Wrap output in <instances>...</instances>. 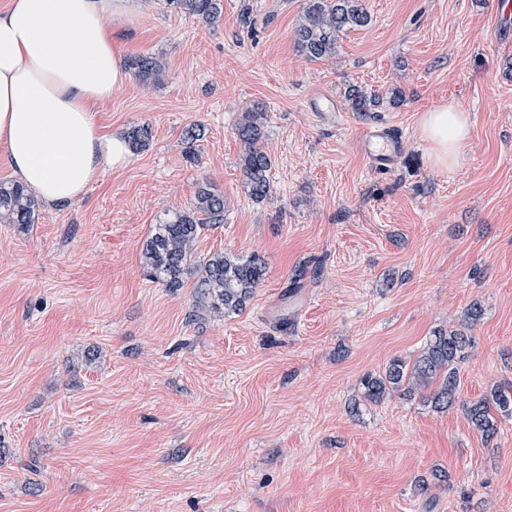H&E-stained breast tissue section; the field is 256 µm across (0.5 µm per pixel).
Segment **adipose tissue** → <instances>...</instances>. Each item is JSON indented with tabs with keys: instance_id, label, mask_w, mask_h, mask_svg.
I'll list each match as a JSON object with an SVG mask.
<instances>
[{
	"instance_id": "ef3b65f1",
	"label": "adipose tissue",
	"mask_w": 512,
	"mask_h": 512,
	"mask_svg": "<svg viewBox=\"0 0 512 512\" xmlns=\"http://www.w3.org/2000/svg\"><path fill=\"white\" fill-rule=\"evenodd\" d=\"M136 11L135 0H11L0 11V165L49 205L71 206L102 168L133 161L95 108L128 79L117 32ZM420 130L434 164L454 168L467 112L431 108Z\"/></svg>"
}]
</instances>
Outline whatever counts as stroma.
<instances>
[{"mask_svg": "<svg viewBox=\"0 0 512 512\" xmlns=\"http://www.w3.org/2000/svg\"><path fill=\"white\" fill-rule=\"evenodd\" d=\"M500 0H362L367 27L312 61L305 0H224L207 26L161 0L121 34L158 81L129 77L96 109L121 135L149 127L123 170L68 208L0 223V512H512V416L485 438L466 405L512 392V32ZM356 86L379 96L353 112ZM338 109L311 111L316 97ZM267 108L271 194L255 201L235 126ZM469 115L462 160L434 165L423 111ZM199 124L194 158L182 132ZM402 137L380 171L360 140ZM224 196L198 257H258L238 313L197 305L142 264L152 227L198 182ZM480 306L470 321L471 306ZM465 330L457 404L372 403L367 376Z\"/></svg>", "mask_w": 512, "mask_h": 512, "instance_id": "stroma-1", "label": "stroma"}]
</instances>
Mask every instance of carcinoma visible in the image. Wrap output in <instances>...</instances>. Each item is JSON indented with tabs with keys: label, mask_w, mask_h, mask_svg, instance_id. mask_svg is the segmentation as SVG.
<instances>
[{
	"label": "carcinoma",
	"mask_w": 512,
	"mask_h": 512,
	"mask_svg": "<svg viewBox=\"0 0 512 512\" xmlns=\"http://www.w3.org/2000/svg\"><path fill=\"white\" fill-rule=\"evenodd\" d=\"M171 11L199 23L213 25L224 12V0H164ZM371 18L362 0H307V6L295 29L297 49L311 60H323L336 51V42L343 32L364 28ZM135 75L143 80L159 77L161 64L152 55H140L130 62ZM353 111L362 115L377 106L378 100L363 91H348ZM266 108L255 103L242 112L236 133L243 143L242 173L249 193L256 201L270 195L271 158L265 148ZM36 202L21 185L0 182V223L28 225L35 223ZM224 223V195L202 182L196 186L192 207L165 213L154 225L142 249L147 276L167 288H178L183 275L197 274L195 288L199 302L216 314L229 315L241 310L261 281L265 269L258 259L232 256L218 252L208 258L196 259L195 246L206 224ZM473 337L462 332L438 331L427 341L422 353L413 361L400 358L390 361L385 372L364 380V395L379 403L398 391L412 395L432 385L437 388L423 400L436 409H448L456 402L461 385V368L465 350ZM512 407V396L501 393L493 400L477 401L466 407L471 423L490 438L497 431L491 405Z\"/></svg>",
	"instance_id": "1"
}]
</instances>
